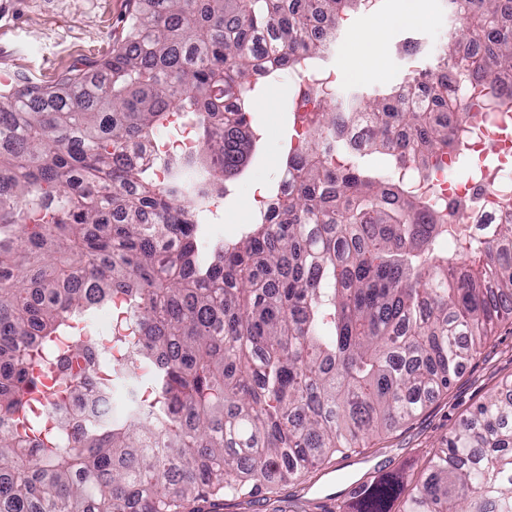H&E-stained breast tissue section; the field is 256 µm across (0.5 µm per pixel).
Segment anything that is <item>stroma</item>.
<instances>
[{"mask_svg": "<svg viewBox=\"0 0 512 512\" xmlns=\"http://www.w3.org/2000/svg\"><path fill=\"white\" fill-rule=\"evenodd\" d=\"M0 13V69L28 73L48 82L71 66L103 58L125 32L127 0H8ZM424 22H398L403 0H376L371 13L345 16L341 36L325 62L334 70L347 69L351 78L338 79L336 95H346L400 84L409 63L396 49L409 28L421 27L425 51L420 66H428L448 39L463 38L466 27L456 24L447 0H421ZM372 23L385 35L383 63L371 70V61L351 46L354 32ZM297 82L287 74L268 85L251 101L250 112L260 127L261 140L248 170L230 183L229 194L210 218L211 236L235 240L251 215L245 202L268 195L284 167V145L292 134L289 101ZM512 380V331L499 328L448 392L431 402L411 423L392 434L373 437L348 456H336L316 472L279 485L269 499L244 501L225 497L217 512H336L347 486L370 476L420 477L424 464L440 439L449 435L484 398Z\"/></svg>", "mask_w": 512, "mask_h": 512, "instance_id": "stroma-1", "label": "stroma"}]
</instances>
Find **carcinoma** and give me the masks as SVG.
<instances>
[{"instance_id": "cac0c4a2", "label": "carcinoma", "mask_w": 512, "mask_h": 512, "mask_svg": "<svg viewBox=\"0 0 512 512\" xmlns=\"http://www.w3.org/2000/svg\"><path fill=\"white\" fill-rule=\"evenodd\" d=\"M368 2L130 0L108 56L0 90V512H201L274 489L415 417L512 320V223L451 260L439 204L398 178L451 149V124L469 115L432 110L448 104L446 69L345 112L320 89L303 140L287 144L295 185L272 188L271 215L238 240L204 239L205 204L190 199L250 164L247 101L328 50L310 21L334 28ZM448 7L479 48L464 70L512 73L502 0ZM175 112L201 148L193 180L163 186L130 152ZM326 143L344 165L327 163ZM117 298L136 312L119 332L73 325ZM44 356L75 398L90 368L129 381L126 421L45 431L29 408ZM398 498V512H512V383L407 491L379 477L337 512H391Z\"/></svg>"}]
</instances>
